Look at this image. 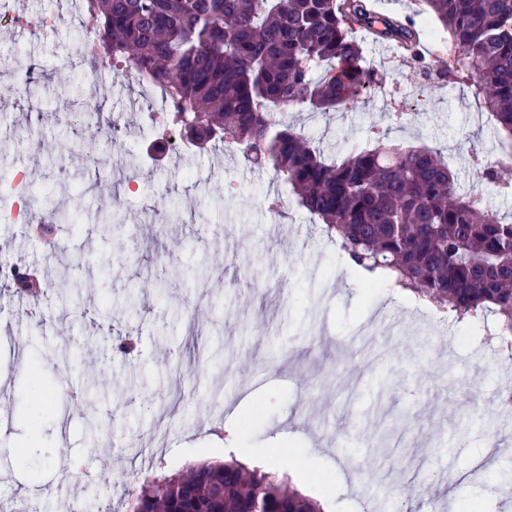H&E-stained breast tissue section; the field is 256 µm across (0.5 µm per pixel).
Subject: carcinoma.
<instances>
[{
	"label": "carcinoma",
	"mask_w": 512,
	"mask_h": 512,
	"mask_svg": "<svg viewBox=\"0 0 512 512\" xmlns=\"http://www.w3.org/2000/svg\"><path fill=\"white\" fill-rule=\"evenodd\" d=\"M409 14H383L375 0H86L98 24L100 64L133 71L161 89L178 126L195 138L237 145L269 165L297 205L341 239L367 270L399 274L415 293L461 314L488 305L512 343V222L465 190L441 154L388 141L328 163L281 112H317L369 97L383 73L364 64L353 34L395 44L428 80L444 78L420 53L437 21L458 49L452 81L467 84L512 141V0H422ZM478 179L512 194V151L488 161L470 148ZM119 231L115 207L95 214ZM38 296L28 273L1 286ZM132 512H321L317 502L269 473L233 461L198 462L183 477H157L128 492Z\"/></svg>",
	"instance_id": "cac0c4a2"
}]
</instances>
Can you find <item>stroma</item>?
<instances>
[{
  "instance_id": "stroma-1",
  "label": "stroma",
  "mask_w": 512,
  "mask_h": 512,
  "mask_svg": "<svg viewBox=\"0 0 512 512\" xmlns=\"http://www.w3.org/2000/svg\"><path fill=\"white\" fill-rule=\"evenodd\" d=\"M72 2L29 0L28 12L59 14L50 39L0 32V57L32 71L0 76V123L36 122L43 132L24 143L0 135V158L43 183L46 207L68 208L63 173L79 161L70 148L95 136L105 162L90 169L100 188L85 191L82 212L116 203L126 221L116 237L90 222L80 233L55 224L47 236L0 223V258L52 284L37 301L0 293V503L31 499L39 512H67L58 489L66 453L91 476L77 485L80 512L107 499L124 512L127 479L224 460L231 422L246 447L271 449L285 475L301 474L325 512H445L450 497L460 512H512V500L496 495L512 488V459L476 468L491 433L508 426L498 399L505 373L486 348L497 317L438 322L384 287L357 288L336 263L339 241L292 205L273 169L221 145L164 153L142 128L149 93L75 63L78 31L96 23L72 20ZM362 48L384 72L376 93L335 111L291 112L289 123L330 159L369 147L377 127L439 149L466 188L511 217L512 195L480 183L467 162L470 145L491 160L502 150L470 88L425 83L402 59L384 60L378 42ZM128 154L152 157L133 195L120 168ZM283 199L284 215L269 206ZM255 278L266 288H252ZM133 290L135 309L126 303ZM371 323L384 334L380 359L345 390ZM119 337L134 341L132 358L114 359ZM239 353L248 367L232 365ZM46 389L53 406L35 429L33 398ZM323 435L344 436L346 448L324 447ZM414 448L435 476L423 498L405 470ZM451 471L461 480L448 482Z\"/></svg>"
}]
</instances>
